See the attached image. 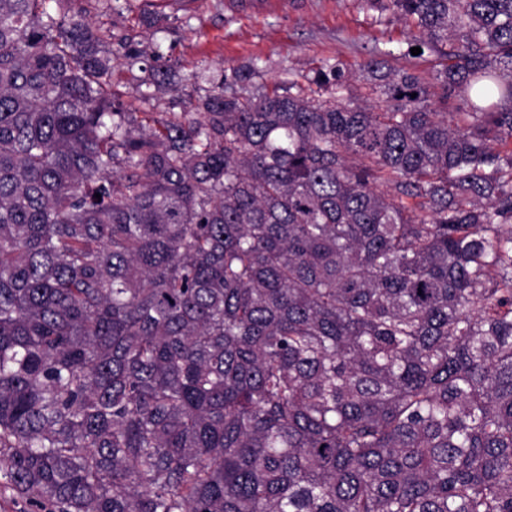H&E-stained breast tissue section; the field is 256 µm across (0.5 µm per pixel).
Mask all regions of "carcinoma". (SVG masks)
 Here are the masks:
<instances>
[{
	"mask_svg": "<svg viewBox=\"0 0 512 512\" xmlns=\"http://www.w3.org/2000/svg\"><path fill=\"white\" fill-rule=\"evenodd\" d=\"M131 0H0V460L29 512H512V0H361L434 58L230 69ZM416 97H411V94ZM101 198H95V194ZM122 63V65L120 64ZM125 60L120 59L117 62H115L116 69L114 71V79H120L122 85L124 86L122 90L125 92L124 100L128 104V106L132 110H136L137 112L141 109H144V105H142L141 101L139 100L140 94V77H142L144 74H142L138 67L140 65H144L143 63H138L134 66L132 71H129L127 68ZM188 97L181 92L159 94L148 108L152 112H184L189 110Z\"/></svg>",
	"mask_w": 512,
	"mask_h": 512,
	"instance_id": "carcinoma-1",
	"label": "carcinoma"
}]
</instances>
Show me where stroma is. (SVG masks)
Returning a JSON list of instances; mask_svg holds the SVG:
<instances>
[{
    "instance_id": "obj_1",
    "label": "stroma",
    "mask_w": 512,
    "mask_h": 512,
    "mask_svg": "<svg viewBox=\"0 0 512 512\" xmlns=\"http://www.w3.org/2000/svg\"><path fill=\"white\" fill-rule=\"evenodd\" d=\"M155 14L150 28H138L140 14ZM103 34H134L144 44L156 42L166 59L177 64L179 77L197 74V94H205L224 77L225 69L251 62L263 68L261 80L273 84L286 73L314 74L323 60L336 59L349 72L343 101L378 105L360 66L392 51V66L413 67L430 77L432 66L408 56L411 32L391 14L374 17L360 0H287L281 9L262 15L242 13L237 0H133L129 12L101 10L92 17Z\"/></svg>"
}]
</instances>
